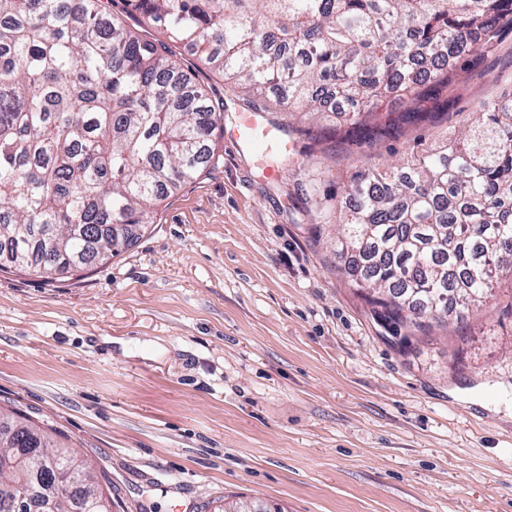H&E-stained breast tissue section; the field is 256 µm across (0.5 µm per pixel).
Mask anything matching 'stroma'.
<instances>
[{"mask_svg": "<svg viewBox=\"0 0 512 512\" xmlns=\"http://www.w3.org/2000/svg\"><path fill=\"white\" fill-rule=\"evenodd\" d=\"M215 167L156 207L118 256L45 278L0 270V413L55 430L112 481V512H512V277L463 324L398 352L306 212L368 164L407 160L512 88V32L461 61L427 120L368 140L321 118L233 135ZM267 133L260 127L257 115H245L236 129V141L257 147L266 139Z\"/></svg>", "mask_w": 512, "mask_h": 512, "instance_id": "obj_1", "label": "stroma"}]
</instances>
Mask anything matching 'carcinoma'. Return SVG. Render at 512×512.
<instances>
[{
  "instance_id": "cac0c4a2",
  "label": "carcinoma",
  "mask_w": 512,
  "mask_h": 512,
  "mask_svg": "<svg viewBox=\"0 0 512 512\" xmlns=\"http://www.w3.org/2000/svg\"><path fill=\"white\" fill-rule=\"evenodd\" d=\"M0 0V267L47 276L102 263L127 247L113 226L145 227L155 203L218 161L224 101L174 59L168 41L280 111H325L328 86L352 133L391 137L372 109L390 92L413 102L442 87L458 59L512 30V0ZM140 14L168 41L149 40ZM349 202L311 185L348 283L409 333L477 308L512 274V91L480 103L473 127L411 161L350 177ZM10 447L24 466L0 471V512H23L13 484L46 448L69 450L18 418ZM93 470L73 496H106Z\"/></svg>"
}]
</instances>
